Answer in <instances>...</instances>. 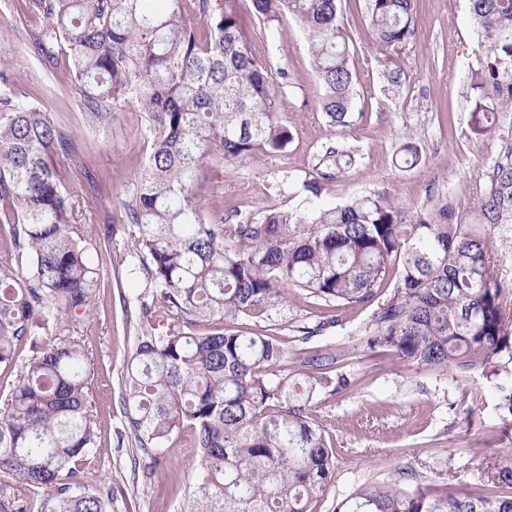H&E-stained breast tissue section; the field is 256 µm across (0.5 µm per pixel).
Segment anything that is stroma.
<instances>
[{"mask_svg":"<svg viewBox=\"0 0 512 512\" xmlns=\"http://www.w3.org/2000/svg\"><path fill=\"white\" fill-rule=\"evenodd\" d=\"M350 33L355 105L347 126H332L319 104V87L307 39L298 22L279 27L250 22V50L272 73H285L276 116L294 135L286 152L257 161L213 166L198 191L205 213L237 211L247 217L271 206L292 209L303 183L330 146L344 145L353 162L327 182L320 202L335 207L361 194H379L425 213L452 205L466 220L485 191L483 173L498 151L491 137L474 134L473 48L467 0H417L414 37L400 47L372 43L364 0H343ZM40 21L22 0H0V68L20 85L42 90V104L76 139L84 158L68 182L75 224L111 225L112 242H97L100 286L89 314L73 323L92 359L90 387L99 422L97 458L87 482L112 497L111 512H181L194 478L189 436L160 460H151L125 433L120 384L140 336L139 310L147 288L128 255L133 227L122 201L137 187L147 158L145 121L127 106L111 125L94 127L75 101L65 66L46 69L28 49ZM412 146L419 161L398 167L395 157ZM376 303L336 307L293 291L250 318L254 330L276 337L280 371L320 354L345 376L343 392L323 395L315 415L336 448L334 475L316 512L337 503L365 481L405 486L437 483L482 492L495 468L512 458V426L498 408L496 389L476 374L435 371L403 363L370 348ZM312 337H304L305 329Z\"/></svg>","mask_w":512,"mask_h":512,"instance_id":"obj_1","label":"stroma"}]
</instances>
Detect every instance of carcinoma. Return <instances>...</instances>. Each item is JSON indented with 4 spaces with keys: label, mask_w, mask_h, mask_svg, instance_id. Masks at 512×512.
Listing matches in <instances>:
<instances>
[{
    "label": "carcinoma",
    "mask_w": 512,
    "mask_h": 512,
    "mask_svg": "<svg viewBox=\"0 0 512 512\" xmlns=\"http://www.w3.org/2000/svg\"><path fill=\"white\" fill-rule=\"evenodd\" d=\"M46 22L30 51L46 67L64 54L89 121L106 126L132 105L144 114L150 152L123 204L134 227L131 253L149 286L141 337L122 378L128 433L152 458L189 430L197 448L184 512H314L330 485L334 449L312 415L320 395L350 382L307 357L292 374L270 372L279 341L238 322L292 289L336 306L380 303L368 344L437 371L476 373L493 383L512 417V292L494 271L495 230L512 224V0H469L476 34L477 131L498 136L487 189L469 221L440 203L416 220L376 194L318 209L330 169L352 164L340 145L304 184L308 206L266 209L224 223L205 215L196 188L224 162L285 152L292 132L277 117L282 88L248 46L239 0H197L200 35L184 0H28ZM269 26L289 15L309 42L322 112L348 123L354 100L342 0H251ZM368 33L380 47L415 33V0H366ZM77 144L40 101L0 69V370L21 365L0 405V475L45 495L44 512H109L86 470L95 461L97 418L91 357L68 332L99 286L91 261L95 224H72L68 178ZM166 324L163 333L155 323ZM202 322L219 326L201 333ZM336 512H512V466L498 467L485 493L443 484L368 481Z\"/></svg>",
    "instance_id": "carcinoma-1"
}]
</instances>
